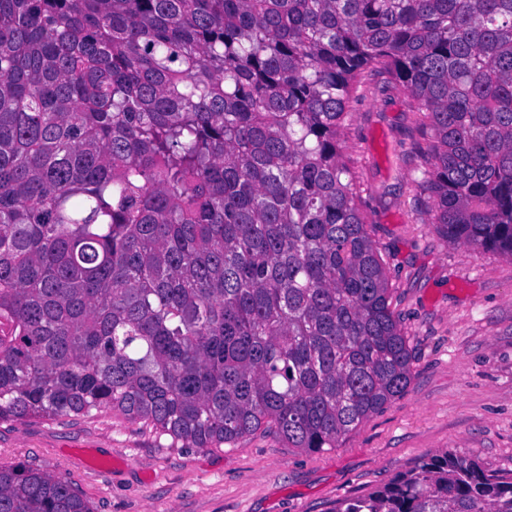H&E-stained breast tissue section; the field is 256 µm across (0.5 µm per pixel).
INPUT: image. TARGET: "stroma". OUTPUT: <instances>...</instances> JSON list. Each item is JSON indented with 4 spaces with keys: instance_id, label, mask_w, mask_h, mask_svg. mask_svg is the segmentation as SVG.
I'll return each instance as SVG.
<instances>
[{
    "instance_id": "stroma-1",
    "label": "stroma",
    "mask_w": 512,
    "mask_h": 512,
    "mask_svg": "<svg viewBox=\"0 0 512 512\" xmlns=\"http://www.w3.org/2000/svg\"><path fill=\"white\" fill-rule=\"evenodd\" d=\"M382 85L351 99L344 152L409 339L403 395L321 452L268 431L232 448L175 447L109 408L0 421V466L58 476L94 512H328L445 450L512 471V258L437 232L434 202L416 184L427 148L419 115Z\"/></svg>"
}]
</instances>
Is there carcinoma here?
Returning a JSON list of instances; mask_svg holds the SVG:
<instances>
[{"mask_svg":"<svg viewBox=\"0 0 512 512\" xmlns=\"http://www.w3.org/2000/svg\"><path fill=\"white\" fill-rule=\"evenodd\" d=\"M451 243L512 257V0H0V421L335 449L412 378L342 153L365 77ZM0 512H92L0 466ZM328 512H512L451 451Z\"/></svg>","mask_w":512,"mask_h":512,"instance_id":"1","label":"carcinoma"}]
</instances>
